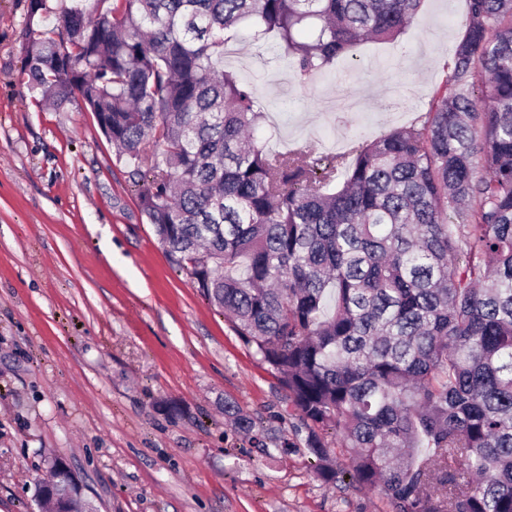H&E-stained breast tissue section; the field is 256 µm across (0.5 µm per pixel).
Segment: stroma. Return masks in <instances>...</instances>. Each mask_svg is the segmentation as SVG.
Returning a JSON list of instances; mask_svg holds the SVG:
<instances>
[{"instance_id":"35a3bbf8","label":"stroma","mask_w":512,"mask_h":512,"mask_svg":"<svg viewBox=\"0 0 512 512\" xmlns=\"http://www.w3.org/2000/svg\"><path fill=\"white\" fill-rule=\"evenodd\" d=\"M28 11L0 0V512H37L51 453L100 512H390L380 489L319 478L270 366L169 258L83 102L38 107L21 78ZM466 11L424 0L397 40L305 83L277 37L242 24L224 69L264 107L259 142L341 152L427 111ZM228 402L295 448L266 455Z\"/></svg>"}]
</instances>
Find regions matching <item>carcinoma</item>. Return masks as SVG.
I'll return each instance as SVG.
<instances>
[{"mask_svg":"<svg viewBox=\"0 0 512 512\" xmlns=\"http://www.w3.org/2000/svg\"><path fill=\"white\" fill-rule=\"evenodd\" d=\"M103 2L45 31L31 0L22 74L106 121L141 212L269 364L307 451L327 459L334 432L392 512H512V0H467L454 91L330 154L252 139L264 112L222 70L236 27L277 35L304 81L398 38L422 0Z\"/></svg>","mask_w":512,"mask_h":512,"instance_id":"obj_1","label":"carcinoma"}]
</instances>
